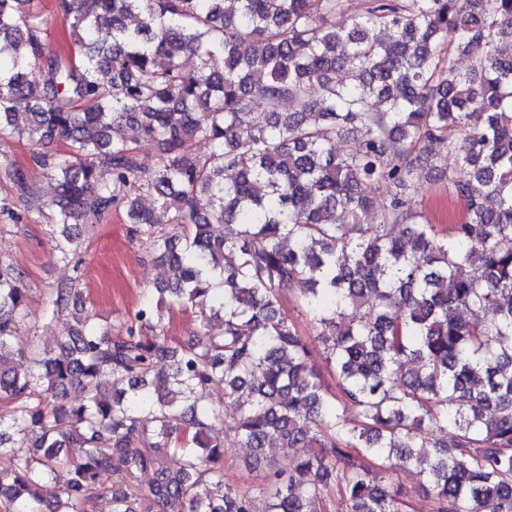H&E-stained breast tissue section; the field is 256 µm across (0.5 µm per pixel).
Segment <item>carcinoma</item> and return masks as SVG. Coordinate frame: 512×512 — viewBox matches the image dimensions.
I'll use <instances>...</instances> for the list:
<instances>
[{"label":"carcinoma","mask_w":512,"mask_h":512,"mask_svg":"<svg viewBox=\"0 0 512 512\" xmlns=\"http://www.w3.org/2000/svg\"><path fill=\"white\" fill-rule=\"evenodd\" d=\"M58 8L64 53L39 0H0V137L68 147L32 156L56 181L59 261L73 228L121 209L174 280L115 335L60 284L45 315L69 308L72 324L46 350L23 342L26 289L0 259V512H94L104 496L112 512H325L333 488L345 512H401L373 460L419 468L435 512H512V56L497 49L512 41V0H365L348 28L331 23L343 0ZM449 51L469 65L445 67ZM286 100L298 109L280 111ZM343 131L363 134L358 152H336ZM433 140L455 158L448 184L466 207L446 237L408 198L374 196L410 186ZM4 175L33 196L24 168ZM281 288L317 321L336 392ZM189 307L220 332L169 336ZM472 308L476 322L460 316ZM72 388L80 401L61 403ZM200 390L228 402L201 407ZM272 442L312 452L265 472L259 498L226 484V449H252L255 470ZM51 20L49 40L53 48H66L69 41L70 21L57 11V0H42Z\"/></svg>","instance_id":"1"}]
</instances>
